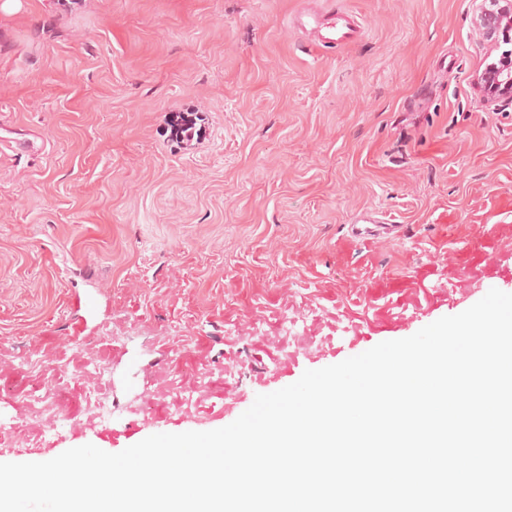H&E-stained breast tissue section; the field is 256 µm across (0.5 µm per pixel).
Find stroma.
<instances>
[{
  "instance_id": "1",
  "label": "stroma",
  "mask_w": 512,
  "mask_h": 512,
  "mask_svg": "<svg viewBox=\"0 0 512 512\" xmlns=\"http://www.w3.org/2000/svg\"><path fill=\"white\" fill-rule=\"evenodd\" d=\"M480 4L0 0V462L218 429L512 293V103L476 86L512 44ZM304 10L361 33L314 45ZM106 400V383H101L100 386L89 390L85 394V410L90 420H105L107 418L109 410Z\"/></svg>"
}]
</instances>
